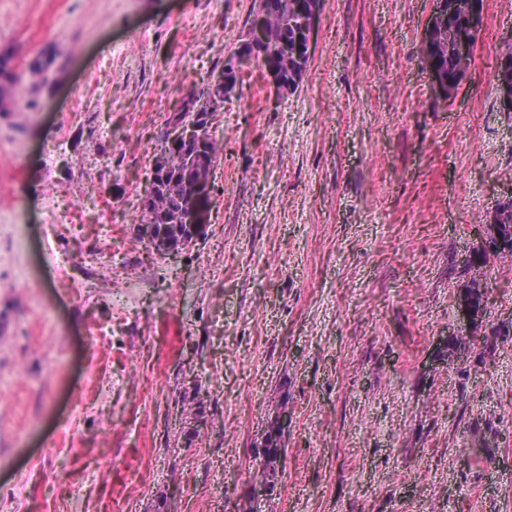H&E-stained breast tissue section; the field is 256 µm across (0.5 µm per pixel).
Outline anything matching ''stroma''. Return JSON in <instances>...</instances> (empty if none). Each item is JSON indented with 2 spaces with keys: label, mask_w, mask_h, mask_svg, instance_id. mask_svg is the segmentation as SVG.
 Here are the masks:
<instances>
[{
  "label": "stroma",
  "mask_w": 512,
  "mask_h": 512,
  "mask_svg": "<svg viewBox=\"0 0 512 512\" xmlns=\"http://www.w3.org/2000/svg\"><path fill=\"white\" fill-rule=\"evenodd\" d=\"M254 5L0 0V512H512V254L468 260L512 190V0L450 105L432 0H323L295 92L242 63L206 233L160 255L135 231L157 144ZM497 92L501 106L505 111L512 109V50L508 47L507 51L501 56L498 65ZM507 81V82H502ZM12 57L0 53V112H12L16 105L15 75L10 68ZM486 288H488L486 278L474 280L473 285L463 295L458 304L460 315L463 318H467L470 322H472L477 317L484 314V307L476 306L473 302V299L479 296H484ZM282 438L283 430L272 425L271 431L269 432L267 439V448H265L264 451L265 461L263 464V468L261 471L256 473V477L264 479L268 483H272L273 479L275 478V476H277L278 473V463L280 461L284 449L281 448ZM264 480H260L257 482L259 490L266 489V484L264 483Z\"/></svg>",
  "instance_id": "35a3bbf8"
}]
</instances>
